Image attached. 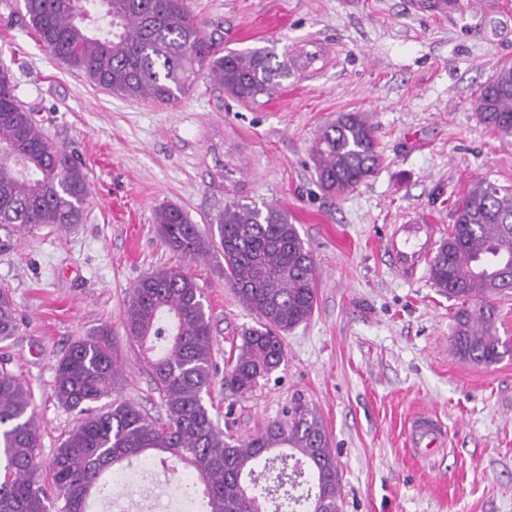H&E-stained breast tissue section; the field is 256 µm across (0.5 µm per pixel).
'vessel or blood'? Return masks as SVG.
I'll use <instances>...</instances> for the list:
<instances>
[{
    "label": "vessel or blood",
    "mask_w": 512,
    "mask_h": 512,
    "mask_svg": "<svg viewBox=\"0 0 512 512\" xmlns=\"http://www.w3.org/2000/svg\"><path fill=\"white\" fill-rule=\"evenodd\" d=\"M433 244V225L400 224L390 235L386 254L391 267L401 276L411 279L428 262ZM407 438L412 455L421 461H433L443 450L444 431L439 421L431 416L413 418Z\"/></svg>",
    "instance_id": "b4317fda"
}]
</instances>
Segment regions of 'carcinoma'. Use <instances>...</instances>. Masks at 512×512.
<instances>
[{"mask_svg": "<svg viewBox=\"0 0 512 512\" xmlns=\"http://www.w3.org/2000/svg\"><path fill=\"white\" fill-rule=\"evenodd\" d=\"M23 21L55 58L94 85L131 100L169 105L190 85L195 68L239 100L270 94L292 71V59L269 48L222 53L196 23L186 0H23ZM479 121L512 143V65L484 84ZM321 187L342 196L379 165L374 128L360 112L337 116L312 149ZM87 174L51 141L43 123L18 102L12 74L0 68V224L68 228L83 221ZM172 251L198 259L218 246L224 278L256 315L230 351L224 387L253 393L285 362L284 335L307 322L317 303V269L288 212L233 202L217 219L218 241L175 205L155 214ZM512 269V189L478 180L455 210L448 237L429 263L434 287L457 301L452 346L464 361L491 366L509 352L497 336L492 300ZM126 339L146 352L147 370L165 410L153 419L116 398L120 379L112 326L71 344L55 366L54 398L80 415L44 463L31 394L0 366V512H94L109 473L159 457L189 468L184 497L201 496L203 512H265L271 494L255 491V466L271 449L305 464L313 486L307 512H341L338 464L315 405L294 398L283 418L256 433H224L205 404L213 378V338L203 295L182 268H162L131 288L122 310ZM16 308L0 288V340L13 336Z\"/></svg>", "mask_w": 512, "mask_h": 512, "instance_id": "obj_1", "label": "carcinoma"}]
</instances>
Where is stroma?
<instances>
[{"mask_svg": "<svg viewBox=\"0 0 512 512\" xmlns=\"http://www.w3.org/2000/svg\"><path fill=\"white\" fill-rule=\"evenodd\" d=\"M406 2L187 0L221 48L268 47L296 68L248 101L201 70L177 102L159 105L94 87L22 25V0H0V66L89 181L82 223L0 226V288L18 316L0 364L32 395L42 460L79 420L52 395L58 359L101 325L122 336L129 289L178 266L204 295L216 366L205 403L224 432L249 435L300 396L323 416L343 512H512V353L489 367L462 361L450 342L452 300L427 269L401 277L383 249L392 226L409 221L446 238L475 180L512 188V144L473 110L481 85L512 65V11L461 0L437 19ZM346 112L367 116L381 159L336 197L317 182L312 146ZM233 201L288 211L318 269L311 319L286 337L276 378L245 397L225 389L224 366L255 315L225 281L221 252L184 259L154 224L156 210L172 204L206 233ZM121 351L120 399L163 416L138 349ZM419 413L437 417L448 436L428 464L406 444ZM147 475L167 512H179L175 490L189 472L154 460Z\"/></svg>", "mask_w": 512, "mask_h": 512, "instance_id": "35a3bbf8", "label": "stroma"}]
</instances>
